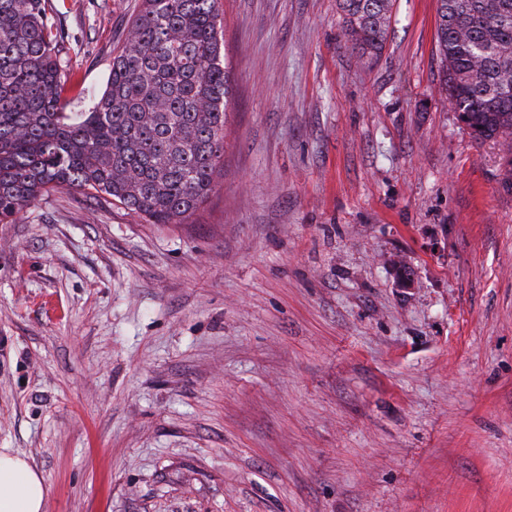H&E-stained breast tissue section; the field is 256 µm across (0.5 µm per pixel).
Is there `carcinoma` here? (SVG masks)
Wrapping results in <instances>:
<instances>
[{
    "label": "carcinoma",
    "mask_w": 512,
    "mask_h": 512,
    "mask_svg": "<svg viewBox=\"0 0 512 512\" xmlns=\"http://www.w3.org/2000/svg\"><path fill=\"white\" fill-rule=\"evenodd\" d=\"M221 0H142L86 112L62 99L70 73L51 0H0V223L64 189L105 196L152 224H181L224 160L228 75ZM443 84L472 137L501 147L512 189V0H439ZM346 42L376 61L393 0H339Z\"/></svg>",
    "instance_id": "carcinoma-1"
}]
</instances>
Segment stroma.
I'll return each mask as SVG.
<instances>
[{
	"label": "stroma",
	"instance_id": "1",
	"mask_svg": "<svg viewBox=\"0 0 512 512\" xmlns=\"http://www.w3.org/2000/svg\"><path fill=\"white\" fill-rule=\"evenodd\" d=\"M52 2L84 110L141 0ZM437 9L394 0L368 63L337 0H221L194 214L65 189L0 223V448L44 512H512V191Z\"/></svg>",
	"mask_w": 512,
	"mask_h": 512
}]
</instances>
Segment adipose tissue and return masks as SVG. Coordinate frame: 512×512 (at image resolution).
I'll list each match as a JSON object with an SVG mask.
<instances>
[{"label":"adipose tissue","mask_w":512,"mask_h":512,"mask_svg":"<svg viewBox=\"0 0 512 512\" xmlns=\"http://www.w3.org/2000/svg\"><path fill=\"white\" fill-rule=\"evenodd\" d=\"M47 488L27 459L0 453V512H43Z\"/></svg>","instance_id":"adipose-tissue-1"}]
</instances>
